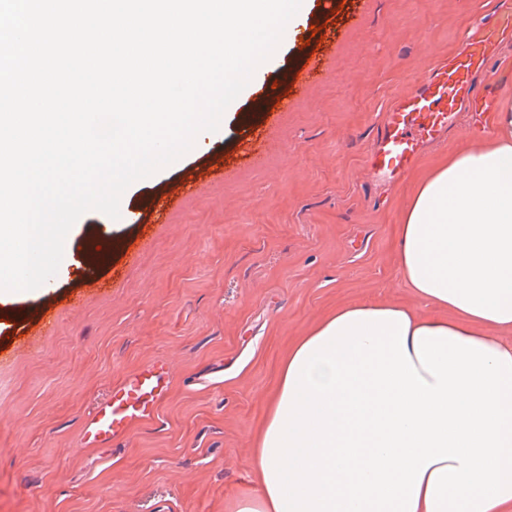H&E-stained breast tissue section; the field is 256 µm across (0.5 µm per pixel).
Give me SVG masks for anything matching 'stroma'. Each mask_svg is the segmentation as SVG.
I'll return each mask as SVG.
<instances>
[{
  "label": "stroma",
  "instance_id": "stroma-1",
  "mask_svg": "<svg viewBox=\"0 0 512 512\" xmlns=\"http://www.w3.org/2000/svg\"><path fill=\"white\" fill-rule=\"evenodd\" d=\"M504 0H345L333 30L314 9L297 37L232 105L233 119L208 150L134 182L136 210L209 157L224 173L185 198L166 223L84 214L86 228L136 240L134 264L100 288L61 274L53 334L29 337L0 363V512H227L246 491L253 437L292 337L336 305L380 299L420 308L394 261L400 199L412 179L373 185L367 156L386 106L416 85L467 33L490 28ZM497 82L431 145L422 173L459 145L496 139L477 115L512 109V36L492 35ZM323 72L292 112L260 128L242 117L307 57ZM269 139L262 164L239 156L244 139ZM162 359L174 372L153 422L115 448L80 444V425L113 383Z\"/></svg>",
  "mask_w": 512,
  "mask_h": 512
}]
</instances>
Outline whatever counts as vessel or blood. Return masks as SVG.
<instances>
[{
    "label": "vessel or blood",
    "mask_w": 512,
    "mask_h": 512,
    "mask_svg": "<svg viewBox=\"0 0 512 512\" xmlns=\"http://www.w3.org/2000/svg\"><path fill=\"white\" fill-rule=\"evenodd\" d=\"M484 39L473 34L453 55L439 59L423 80L388 106L381 128L370 150L367 167L374 181L398 183L415 166L424 148L444 138L459 112L470 105L473 80L483 74L494 81L496 74L485 55ZM318 60H304L277 88L267 89L247 115L249 125L258 127L270 118L293 111L307 97L311 85L321 77ZM224 159L212 157L204 167L191 169L177 181L131 212L134 224L165 223L170 211L195 194L213 175L223 173ZM84 260L77 269L76 285L96 287L118 260L135 261L129 240L100 244L97 236L86 235ZM1 322L25 321L39 333L49 334L57 323L55 302L35 308L0 310ZM172 371L167 362L147 363L110 388L104 399L84 420L81 444L86 448H112L128 437L134 426L151 421L168 397Z\"/></svg>",
    "instance_id": "1"
}]
</instances>
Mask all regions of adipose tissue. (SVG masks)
I'll return each mask as SVG.
<instances>
[{
	"label": "adipose tissue",
	"instance_id": "ef3b65f1",
	"mask_svg": "<svg viewBox=\"0 0 512 512\" xmlns=\"http://www.w3.org/2000/svg\"><path fill=\"white\" fill-rule=\"evenodd\" d=\"M497 122L400 206L427 312L343 304L291 343L232 512H512V110Z\"/></svg>",
	"mask_w": 512,
	"mask_h": 512
}]
</instances>
